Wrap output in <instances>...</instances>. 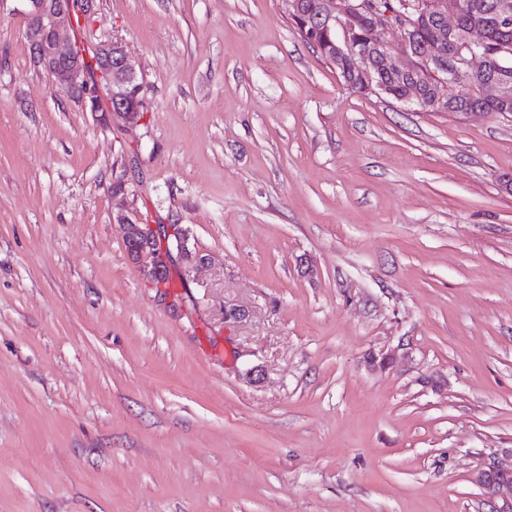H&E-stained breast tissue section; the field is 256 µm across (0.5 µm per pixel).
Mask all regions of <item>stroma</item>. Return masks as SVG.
<instances>
[{
    "label": "stroma",
    "instance_id": "1",
    "mask_svg": "<svg viewBox=\"0 0 512 512\" xmlns=\"http://www.w3.org/2000/svg\"><path fill=\"white\" fill-rule=\"evenodd\" d=\"M25 9L0 0V512H486L512 113L361 94L279 0H94L128 122L51 88ZM121 211L182 227L173 287Z\"/></svg>",
    "mask_w": 512,
    "mask_h": 512
}]
</instances>
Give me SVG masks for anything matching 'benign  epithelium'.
I'll return each mask as SVG.
<instances>
[{"label":"benign epithelium","mask_w":512,"mask_h":512,"mask_svg":"<svg viewBox=\"0 0 512 512\" xmlns=\"http://www.w3.org/2000/svg\"><path fill=\"white\" fill-rule=\"evenodd\" d=\"M27 35L31 43L33 65L47 73L52 87L68 95H79L82 103L93 112L98 111L97 96L108 93L106 112L124 120H133L139 110L125 107L122 101L125 88L137 84L138 78L129 64L127 53L114 60V43L100 45L104 71L97 76L105 80L92 82L88 57L69 39L75 17H84L92 9L94 0H25ZM283 12L299 29L322 26L332 33L324 55L341 77L360 93L392 95L382 74L389 73L403 79L406 88L396 100L411 103L420 97V89L434 87L435 102L448 99V64L466 72L482 71L486 57L481 48L487 42L484 24L464 25L460 11L448 7L447 0H402L405 7L431 14L437 20L438 34L423 54L415 50V23L412 17L395 21L391 13L377 15L363 12L356 0H320L318 11L306 13L303 0H280ZM490 16L503 32L512 29V0H494ZM399 34L394 46L386 34ZM482 96L496 104L512 103V78L506 73L495 74L481 87ZM125 230V238L138 239L146 235L156 243L157 252L148 245L131 253L133 261L144 274L151 266L170 263V242L177 238L179 250L185 240L174 224H142L127 215H118ZM474 481L487 494L488 512H512V467L505 469L488 464L475 472Z\"/></svg>","instance_id":"obj_1"}]
</instances>
